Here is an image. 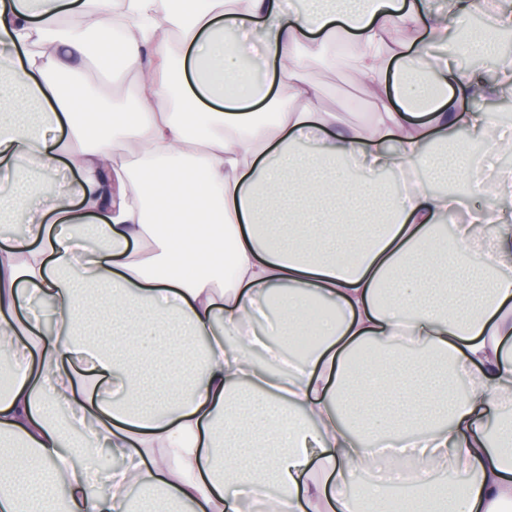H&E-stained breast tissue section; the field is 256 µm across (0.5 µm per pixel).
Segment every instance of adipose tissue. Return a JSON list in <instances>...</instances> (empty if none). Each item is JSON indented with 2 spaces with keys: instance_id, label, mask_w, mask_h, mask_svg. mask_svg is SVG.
Segmentation results:
<instances>
[{
  "instance_id": "obj_1",
  "label": "adipose tissue",
  "mask_w": 512,
  "mask_h": 512,
  "mask_svg": "<svg viewBox=\"0 0 512 512\" xmlns=\"http://www.w3.org/2000/svg\"><path fill=\"white\" fill-rule=\"evenodd\" d=\"M479 6L213 0L174 18L130 0L116 42L104 0H0V61L12 67L0 100L40 115L0 119V223L25 227L0 237L11 358L0 443L18 446L0 451V512H45L48 491L54 512H239L244 487L265 493L268 512H352L351 476L381 459L397 471L411 451L441 465L456 456L472 475L454 491L404 488L420 512H502L512 430L490 437L479 419L512 393V275L483 272L512 268V171L490 186L470 177L457 135L481 145L489 169L512 151V133L471 94L512 83V59L486 77L470 61L495 44L448 37ZM149 21L174 42L135 37ZM408 23L418 47L400 37ZM62 27L65 47L44 39ZM90 29L98 59L122 56L133 95L104 99L70 65ZM340 38L358 47L354 73L376 104L368 132L337 127L303 77ZM491 190L499 206H470ZM464 203L467 221L448 231ZM35 297L45 316L30 315ZM273 298L278 329L317 339L276 372L255 365L260 338L246 328ZM313 298L334 318L307 324ZM136 307L176 311L182 343L148 317L94 341L89 311L119 322ZM472 372L455 393L449 374ZM102 448L122 465L99 487L77 461Z\"/></svg>"
}]
</instances>
